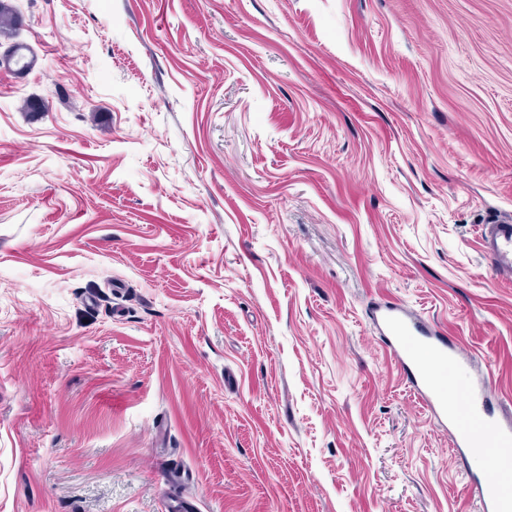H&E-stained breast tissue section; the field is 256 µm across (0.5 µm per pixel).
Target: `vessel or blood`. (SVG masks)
<instances>
[{"mask_svg":"<svg viewBox=\"0 0 512 512\" xmlns=\"http://www.w3.org/2000/svg\"><path fill=\"white\" fill-rule=\"evenodd\" d=\"M481 239L495 271L512 276V223L488 221ZM375 320L413 394L447 427L453 453L493 470L494 479L473 473L467 479L482 512H512V419L495 416L489 382L475 379L467 358L446 337L414 322L399 305H379ZM425 354L430 364L422 363Z\"/></svg>","mask_w":512,"mask_h":512,"instance_id":"b4317fda","label":"vessel or blood"}]
</instances>
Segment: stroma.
<instances>
[{
    "label": "stroma",
    "mask_w": 512,
    "mask_h": 512,
    "mask_svg": "<svg viewBox=\"0 0 512 512\" xmlns=\"http://www.w3.org/2000/svg\"><path fill=\"white\" fill-rule=\"evenodd\" d=\"M9 3L0 512H482L371 316L512 413V0ZM481 239L485 252L492 259L494 270L512 276L511 221L491 220L482 224Z\"/></svg>",
    "instance_id": "1"
}]
</instances>
